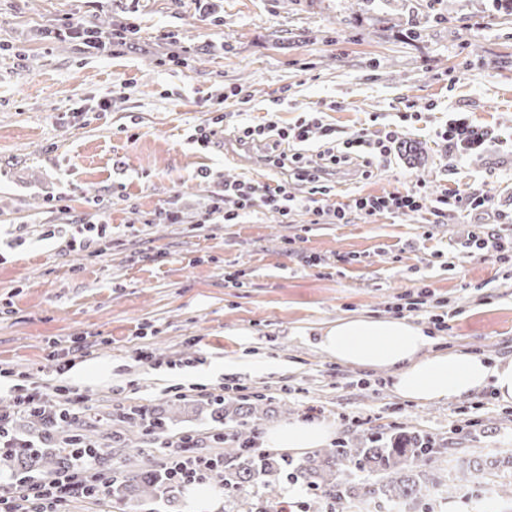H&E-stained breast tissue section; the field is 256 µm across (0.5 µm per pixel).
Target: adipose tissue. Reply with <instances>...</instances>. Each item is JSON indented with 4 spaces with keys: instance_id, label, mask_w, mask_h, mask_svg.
Here are the masks:
<instances>
[{
    "instance_id": "adipose-tissue-1",
    "label": "adipose tissue",
    "mask_w": 512,
    "mask_h": 512,
    "mask_svg": "<svg viewBox=\"0 0 512 512\" xmlns=\"http://www.w3.org/2000/svg\"><path fill=\"white\" fill-rule=\"evenodd\" d=\"M431 339L404 319L352 315L322 329L319 346L336 362L388 371L403 398L421 402L457 399L493 386L498 399L512 403V359L496 363L473 354L430 353ZM325 427L291 421L273 430V447L302 451L321 445Z\"/></svg>"
}]
</instances>
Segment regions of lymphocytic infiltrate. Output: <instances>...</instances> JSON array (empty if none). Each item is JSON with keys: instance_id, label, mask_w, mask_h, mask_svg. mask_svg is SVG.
I'll list each match as a JSON object with an SVG mask.
<instances>
[{"instance_id": "f902f5d3", "label": "lymphocytic infiltrate", "mask_w": 512, "mask_h": 512, "mask_svg": "<svg viewBox=\"0 0 512 512\" xmlns=\"http://www.w3.org/2000/svg\"><path fill=\"white\" fill-rule=\"evenodd\" d=\"M126 27L109 32L65 22L55 29L59 39L81 40L87 52L96 54L108 46H117L126 41ZM410 113L399 115L398 122L388 124L384 130L372 134L360 132L348 137L339 136L336 128L324 124L319 113L308 112L298 118L294 125L281 127L276 121L259 124H240L235 130V140L242 145L261 144L267 150L265 159L272 167L286 170L291 178L303 183L306 194L296 197L287 183L275 185L236 181L225 184L211 210L203 217L204 223L222 220L237 224L253 212L264 209L281 217H288L297 207H305L317 220H329L333 224H345L350 214H357L364 222L389 215H408L429 211L435 218H444L452 206H463L472 210L483 209L488 201L482 195L466 196L456 192L428 199L421 186L382 195L354 197L349 203L326 209L323 200L334 189L332 178L336 172L353 163H360L363 177H371L374 170L388 163L392 147L403 134L402 124L410 120ZM320 135V150L316 158H309L302 150L312 133ZM448 303L433 298L428 289L401 295L399 303L391 306L395 317L410 315L426 316L433 329L448 332ZM86 337L75 336L63 343H55L50 354L52 366L49 378L31 379L29 374L10 369H0V379L10 384L14 394V407L20 412L37 411L49 420L77 419L85 410V398L78 388L66 380L73 368V357L84 349ZM162 447L174 449L168 471L180 486L204 484L222 479L224 460L217 456L199 455L195 452L197 440L191 435L167 437ZM68 468L55 476L39 474L17 476L10 474L0 479V512H66L69 502L83 498L93 502L104 501L112 485L111 479L103 477L97 467L90 464L89 453L70 450Z\"/></svg>"}]
</instances>
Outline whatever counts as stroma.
Listing matches in <instances>:
<instances>
[{"label":"stroma","instance_id":"stroma-1","mask_svg":"<svg viewBox=\"0 0 512 512\" xmlns=\"http://www.w3.org/2000/svg\"><path fill=\"white\" fill-rule=\"evenodd\" d=\"M68 17L136 31L94 58L80 41L54 37ZM315 110L345 135L416 115L406 129L416 159L395 156L367 180L337 174L328 207L420 180L429 196L475 192L489 208L452 207L441 224L426 212L315 224L301 208L286 221L264 211L200 223L225 182L288 174L220 142L200 148L196 125L272 112L286 126ZM454 112L488 139L452 161L437 133ZM170 200L181 223H151ZM501 212L512 213V15L493 12L491 0H0V368L39 374L51 342L84 336L70 380L90 408L77 427L105 429L133 406L167 412L164 433L135 430L127 446L100 434L114 476L168 466L165 434L191 432L199 453H223L210 439L208 392L228 374L267 398L262 448L272 428L307 421L314 406L327 447L416 432L441 448L446 479L456 459L512 455V404L492 388L412 402L389 372L338 363L318 346L337 318L387 316L426 286L452 314L433 351L511 359L512 278L459 246L470 224H495ZM90 225L105 228L104 250L71 248ZM298 237L321 266L289 252ZM228 272L240 287L225 284ZM142 342L175 369L136 362ZM197 356L203 364L186 366ZM172 384L187 387L186 407L170 409ZM472 417L479 426H467ZM131 445L140 455L128 456ZM486 490L476 473L446 499L418 500V512H512L511 500L488 502Z\"/></svg>","mask_w":512,"mask_h":512}]
</instances>
